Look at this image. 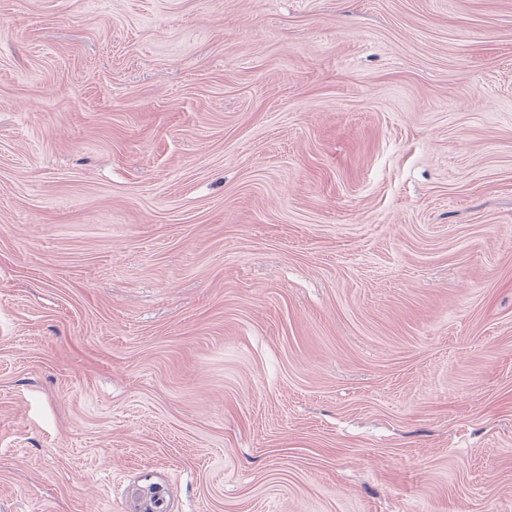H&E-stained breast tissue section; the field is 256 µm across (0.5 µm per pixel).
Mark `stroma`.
Masks as SVG:
<instances>
[{"mask_svg":"<svg viewBox=\"0 0 512 512\" xmlns=\"http://www.w3.org/2000/svg\"><path fill=\"white\" fill-rule=\"evenodd\" d=\"M512 512V0H0V512Z\"/></svg>","mask_w":512,"mask_h":512,"instance_id":"35a3bbf8","label":"stroma"}]
</instances>
